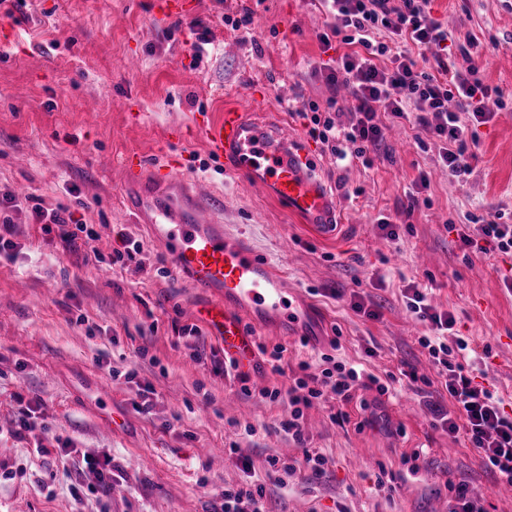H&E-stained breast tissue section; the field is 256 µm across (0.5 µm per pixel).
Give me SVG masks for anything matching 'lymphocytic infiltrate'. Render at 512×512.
Wrapping results in <instances>:
<instances>
[{"label":"lymphocytic infiltrate","mask_w":512,"mask_h":512,"mask_svg":"<svg viewBox=\"0 0 512 512\" xmlns=\"http://www.w3.org/2000/svg\"><path fill=\"white\" fill-rule=\"evenodd\" d=\"M327 22L319 40L331 49L333 40H341L347 50L341 56L322 59L313 66L314 75L328 86L349 88L355 100L356 121L348 128L337 129L335 117L322 115L317 103L305 105L309 114L308 134L326 145L339 158L353 156L364 166H371V151L379 147L390 124L406 120L430 128L447 142L439 162L449 178L463 180L473 171L472 162L478 144L476 126L489 122L502 106L498 88L478 79L475 60L464 66L441 54L449 33L432 17L430 0H319ZM439 54H432V47ZM469 113L470 125H463L460 113ZM354 144L346 153L345 144ZM36 223L55 225L57 241L69 253H82L83 263L98 266L99 251L82 252L81 241L94 238L82 220L64 207L45 208L33 203ZM463 247L475 248L485 242L500 252L512 251V225L489 219L467 225L460 234ZM406 306L417 318L428 321L433 336L422 344L438 368V382L454 401L457 415L446 418L442 426L449 433H465L478 452L483 468L495 475L498 483L512 487V417L505 415L501 400L483 387L474 385L466 366L468 344L457 340L448 346L441 339L454 326L450 314L436 312L428 295L417 285L404 290ZM355 369L336 364L320 373L296 378L288 390L292 410L281 426L294 439H301L302 410L326 394L347 397L356 382Z\"/></svg>","instance_id":"1"}]
</instances>
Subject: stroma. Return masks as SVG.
I'll return each instance as SVG.
<instances>
[{"label":"stroma","mask_w":512,"mask_h":512,"mask_svg":"<svg viewBox=\"0 0 512 512\" xmlns=\"http://www.w3.org/2000/svg\"><path fill=\"white\" fill-rule=\"evenodd\" d=\"M27 0L26 22L0 11V187L82 215L110 255L117 232L143 244L144 270L106 273L63 253L28 211L15 216L22 249L0 259V512H221L224 492L263 489L266 512H450L449 483L483 494L486 512H512V487L485 471L446 392L414 383L436 378L420 340L429 322L406 307L410 283L451 314L449 338L481 354L474 384L497 392L512 417V252L462 247L472 218L507 213L512 224V0H432L462 59L468 39L483 54L479 79L503 106L479 139L473 171L450 179L442 143L406 122L373 154V167L337 160L309 137L297 111L334 101L350 126L354 101L313 74L325 16L313 0ZM250 8L244 34L224 14ZM209 29L193 61L191 21ZM273 114L279 131L311 148L336 196L339 235L317 236L297 213L212 155L199 134L225 107ZM179 166L207 213L244 236L308 306L297 335L255 330L265 353L247 382L224 367L220 339L200 327L198 295L176 277L161 248L126 213L124 160ZM429 186L417 190L420 173ZM419 204L407 211L408 195ZM396 219L397 241L377 221ZM284 347L280 365L268 355ZM378 377L348 398L313 401L302 438L281 428L288 390L327 362ZM387 392H379V385ZM32 408L43 430L18 439ZM326 460L312 476L306 455ZM109 461L112 491L96 490L88 460ZM82 482L81 497L70 487Z\"/></svg>","instance_id":"35a3bbf8"}]
</instances>
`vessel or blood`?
Here are the masks:
<instances>
[{
  "label": "vessel or blood",
  "instance_id": "b4317fda",
  "mask_svg": "<svg viewBox=\"0 0 512 512\" xmlns=\"http://www.w3.org/2000/svg\"><path fill=\"white\" fill-rule=\"evenodd\" d=\"M201 132L209 151L229 162L234 171L303 215L317 233L336 234L335 195L293 142L274 130L268 115L228 108L221 119L203 125ZM125 164L126 204L133 218L164 250L174 273L201 294L198 313L218 331L225 353L240 359L251 356L255 338L246 330V322L270 319L284 331L300 324L301 299L245 238L221 223H206L188 190L160 199L154 186L156 173L141 158L127 157Z\"/></svg>",
  "mask_w": 512,
  "mask_h": 512
}]
</instances>
